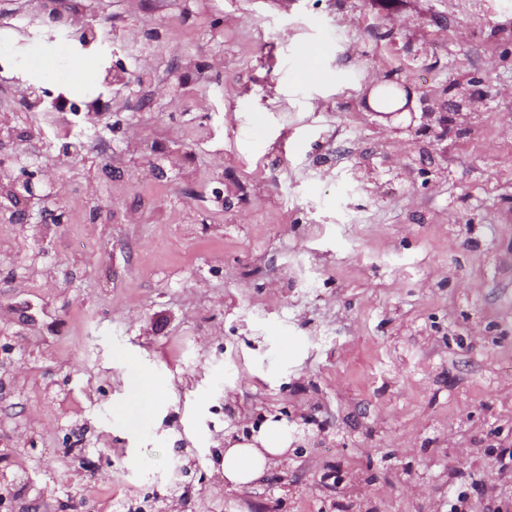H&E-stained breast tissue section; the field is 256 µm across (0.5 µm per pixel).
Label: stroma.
Here are the masks:
<instances>
[{"mask_svg":"<svg viewBox=\"0 0 512 512\" xmlns=\"http://www.w3.org/2000/svg\"><path fill=\"white\" fill-rule=\"evenodd\" d=\"M96 13L100 133L143 147L85 199L99 154L15 124L66 217L0 266V512H512V0ZM72 42L23 51L83 99ZM147 373L168 393L121 415ZM270 417L286 458L227 489L225 433Z\"/></svg>","mask_w":512,"mask_h":512,"instance_id":"35a3bbf8","label":"stroma"}]
</instances>
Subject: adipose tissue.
<instances>
[{
    "instance_id": "ef3b65f1",
    "label": "adipose tissue",
    "mask_w": 512,
    "mask_h": 512,
    "mask_svg": "<svg viewBox=\"0 0 512 512\" xmlns=\"http://www.w3.org/2000/svg\"><path fill=\"white\" fill-rule=\"evenodd\" d=\"M292 437L281 421L266 420L250 437L224 440V480L230 488H247L288 452Z\"/></svg>"
}]
</instances>
